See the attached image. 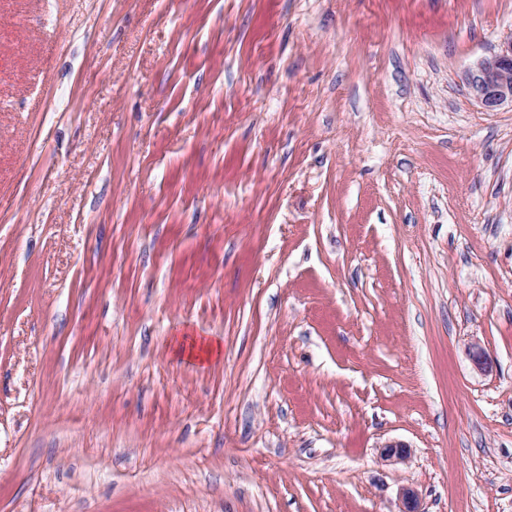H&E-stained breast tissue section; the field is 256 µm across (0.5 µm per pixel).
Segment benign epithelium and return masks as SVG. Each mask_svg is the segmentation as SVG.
<instances>
[{"label":"benign epithelium","instance_id":"benign-epithelium-1","mask_svg":"<svg viewBox=\"0 0 512 512\" xmlns=\"http://www.w3.org/2000/svg\"><path fill=\"white\" fill-rule=\"evenodd\" d=\"M465 84L469 95L489 112L512 106V40L469 70ZM409 455L408 446L403 443L389 442L383 446L382 457L387 461L403 463Z\"/></svg>","mask_w":512,"mask_h":512}]
</instances>
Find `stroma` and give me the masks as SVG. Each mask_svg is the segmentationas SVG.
Masks as SVG:
<instances>
[{"instance_id": "stroma-1", "label": "stroma", "mask_w": 512, "mask_h": 512, "mask_svg": "<svg viewBox=\"0 0 512 512\" xmlns=\"http://www.w3.org/2000/svg\"><path fill=\"white\" fill-rule=\"evenodd\" d=\"M511 38L0 0V512H512V107L464 84Z\"/></svg>"}]
</instances>
